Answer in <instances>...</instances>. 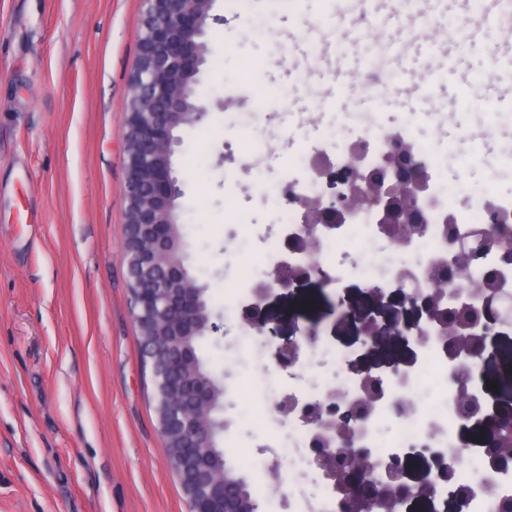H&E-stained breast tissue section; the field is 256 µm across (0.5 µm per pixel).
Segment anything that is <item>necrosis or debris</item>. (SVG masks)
Here are the masks:
<instances>
[{"mask_svg": "<svg viewBox=\"0 0 512 512\" xmlns=\"http://www.w3.org/2000/svg\"><path fill=\"white\" fill-rule=\"evenodd\" d=\"M292 183L310 196L326 197L340 188L333 175L317 179L291 167L269 185L268 197L276 208H283L284 188ZM433 191L437 209L432 212L423 234L396 245L382 233L372 214L364 212L354 223L319 231V258L334 264L340 276L356 267L377 282H393L405 271L427 280L435 275L438 264L448 259V227L441 222L443 213L455 216L456 228L460 231L484 223L488 204L512 213V196L496 198L485 188L462 184L456 192L450 193L437 183ZM415 345L419 351L418 361L392 376L384 395L363 420L351 425L353 439L349 442L354 447L368 449L380 473L392 461L422 451L437 458L455 447V431L463 421L460 387L468 385L473 395H482L480 381L490 372L482 361L463 362L449 357L433 323L423 324ZM344 363L341 354L323 347L316 359V373L306 375L292 369L283 376L275 371L266 374L259 386L263 397L256 411L262 422L271 421L277 426L278 446L288 459V491L298 504L297 512H338L335 493L325 484L322 470L311 462V448L319 433L336 449L344 448L349 442L333 421H326L321 429L312 427L297 414L280 415L275 405L288 395L305 404L337 391L341 399L336 403V410L346 411L349 401L360 397L362 385L360 378L344 370ZM469 452L468 468L460 469L455 478L464 502L454 512H498L500 501L512 498V466L492 467L482 448L476 445L470 446Z\"/></svg>", "mask_w": 512, "mask_h": 512, "instance_id": "1", "label": "necrosis or debris"}]
</instances>
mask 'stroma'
Instances as JSON below:
<instances>
[{"label":"stroma","instance_id":"1","mask_svg":"<svg viewBox=\"0 0 512 512\" xmlns=\"http://www.w3.org/2000/svg\"><path fill=\"white\" fill-rule=\"evenodd\" d=\"M470 4L433 0L424 26L412 24L399 0H298L274 10L266 0L235 9L213 0L201 82L210 112L177 130L173 167L185 264L225 329L206 337L200 353L209 369L229 375L228 460L265 512L295 508L269 473L281 461L275 435L253 414L252 381L274 362L255 365L248 349L226 363L241 313L225 312L224 288L243 265H255V280L267 278L259 238L280 221L266 183L300 156L332 157L359 140L337 112L329 74L309 75L307 53L316 45L326 57L345 54L355 82L365 76L358 60L376 56L389 75L404 64L419 77L439 72L428 108L452 113L446 133L391 88L357 108L383 113L390 129L412 125L447 160L432 176L448 187L463 181L509 194L512 171L490 180L480 145L459 146L460 132L498 111L512 115V106L492 104L495 86H512V63L491 70L486 56L512 29L497 20L473 25L459 50L448 33L449 19L470 17ZM144 10L143 0H0V512H188L160 433L124 248L123 131ZM361 15L368 24L358 23ZM464 87L482 110L460 104ZM250 112L262 113L274 145L262 172L237 148ZM228 168L254 219L246 249L224 241ZM370 285L358 273L329 284L313 278L271 292L264 312L283 335L312 327L349 363L385 369L414 347L396 337L372 348L362 322L408 324L414 316L369 297Z\"/></svg>","mask_w":512,"mask_h":512}]
</instances>
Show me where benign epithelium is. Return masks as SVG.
Listing matches in <instances>:
<instances>
[{"label":"benign epithelium","instance_id":"1","mask_svg":"<svg viewBox=\"0 0 512 512\" xmlns=\"http://www.w3.org/2000/svg\"><path fill=\"white\" fill-rule=\"evenodd\" d=\"M147 8L141 19L143 30L138 59L131 78V99L126 120V257L131 283L140 286L133 304V319L141 336H156V328H167L166 338L153 345L141 342L143 354L150 355L154 373L160 382L157 414L167 458L172 468H184L187 457L206 456L200 424V413L214 407L209 387L194 382L185 372L188 359L177 352L182 336L199 329L197 314L199 297L196 289L182 283V261L171 259L168 245L181 214L172 201L181 195L172 158L179 139L174 129L185 120L184 103L191 104V120L200 122L208 114V105L199 96L207 36L208 10L212 0H144ZM366 145L356 144L344 166L345 189L335 195L312 199L294 187H288L286 200L303 210L301 231L288 237V250L310 255L315 250L313 231L317 226L334 228L360 213L370 210L377 223L386 229L407 228L429 223L433 206L428 193L431 178L426 157L418 154L398 134L391 135L381 162L365 165ZM448 225L450 257L444 270L421 284L405 275L392 294L399 304L416 313L410 325L395 323L385 328L374 322L362 324V333L375 348L386 339L410 331L421 334V323L439 325L451 354L461 359L479 358L488 335L497 325L512 324V291L497 283L503 270L512 267V214L504 215L488 207L487 222L473 226L461 234L451 214L442 215ZM494 248L497 264L485 268L486 294L478 311L466 310V317L457 316V308H448L443 300L471 287L469 272L478 266ZM317 276L331 281L330 274L318 264L305 266L283 262L274 285L261 284L255 301L244 309L242 320L259 336H279V326L262 313V306L273 286L290 288ZM317 340L316 330L309 328L301 336H289L283 343L269 347L276 365L286 369L294 363L304 346ZM354 374L363 380V397L352 403L349 421L360 420L370 401L379 398L388 377L373 365H356ZM276 409L286 416L297 411L301 419L315 425L326 415H333V404L323 401L298 405L291 398L281 400ZM464 419H477L484 433L486 454L495 464L512 461V455L500 452L498 436L512 431V403L499 400L488 405L473 395H465ZM468 447L461 440L448 449V460H436L431 477L420 487L407 482L406 462L391 463L383 478L374 476V463L363 448H350L346 456L328 447V440L317 438L315 462L328 466L326 478L342 493V512H380L388 503L391 512L403 505L419 490L429 498L436 497L438 486L448 485L453 493L454 472L460 467ZM246 479L234 469L225 470L217 482L203 481L183 486L189 512H261L260 503H245Z\"/></svg>","mask_w":512,"mask_h":512}]
</instances>
